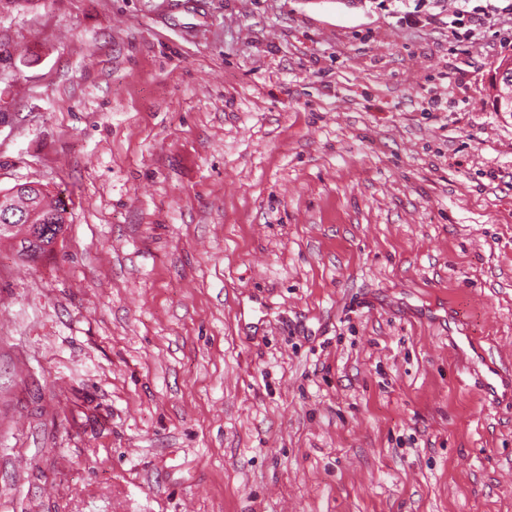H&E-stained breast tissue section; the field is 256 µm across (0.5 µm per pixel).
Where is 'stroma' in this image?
<instances>
[{
    "label": "stroma",
    "instance_id": "stroma-1",
    "mask_svg": "<svg viewBox=\"0 0 512 512\" xmlns=\"http://www.w3.org/2000/svg\"><path fill=\"white\" fill-rule=\"evenodd\" d=\"M0 512H512V0H0ZM443 107L430 109L431 100ZM499 112H512V59L504 62L495 82ZM40 188L39 192L41 198L38 200L35 199L38 196L36 192L33 197L13 195L11 198L14 209L17 210L21 216L23 215V212L28 215L29 208L31 206L40 205H42L43 210H46L47 213L52 216L51 224H46L45 227L42 228L41 235L39 237L40 243L34 244L27 239H21L18 244L20 249L17 250V254L24 251L26 249V245L28 246V250L33 251L34 255L39 253L46 256L53 253V249H48L47 247L52 245L56 234L62 230L61 225L69 224V212L66 204L58 196L50 195V193L45 191L42 187ZM482 390L492 397V403L501 396L512 393V377L510 374H505L498 367L487 366V372L481 376Z\"/></svg>",
    "mask_w": 512,
    "mask_h": 512
}]
</instances>
